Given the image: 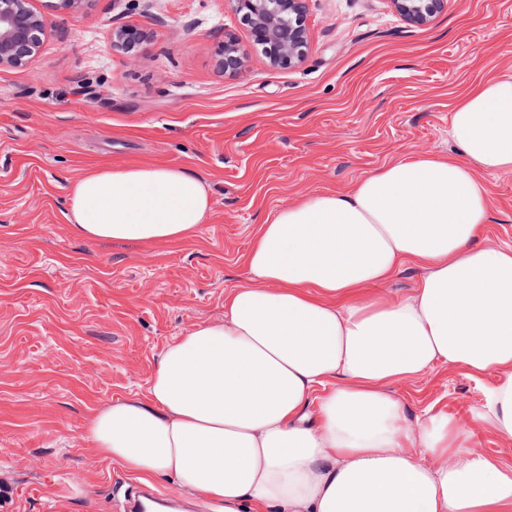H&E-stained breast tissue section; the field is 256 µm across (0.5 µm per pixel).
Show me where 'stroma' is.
<instances>
[{"label": "stroma", "instance_id": "35a3bbf8", "mask_svg": "<svg viewBox=\"0 0 512 512\" xmlns=\"http://www.w3.org/2000/svg\"><path fill=\"white\" fill-rule=\"evenodd\" d=\"M0 69V512H121L130 476L85 439L142 396L172 339L224 318L260 224L409 153H448L454 101L512 74V0H448L422 26L389 0H307L301 62L266 64L232 0H87ZM145 40L113 50V28ZM241 70L216 65L225 35ZM189 170L212 211L190 239L75 235L68 188L97 163ZM484 246H512V173H487ZM410 417L469 419L482 385L440 366L395 383Z\"/></svg>", "mask_w": 512, "mask_h": 512}]
</instances>
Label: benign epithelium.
Listing matches in <instances>:
<instances>
[{
    "label": "benign epithelium",
    "mask_w": 512,
    "mask_h": 512,
    "mask_svg": "<svg viewBox=\"0 0 512 512\" xmlns=\"http://www.w3.org/2000/svg\"><path fill=\"white\" fill-rule=\"evenodd\" d=\"M236 11L250 26L254 39L262 45L266 62L286 67L304 55L307 44L304 15L307 0H232ZM407 21L423 25L441 11L447 0H389ZM45 17L32 6V0H0V68L23 67L34 57ZM143 38L131 26L112 29V47L129 52ZM218 65L225 73H235L242 59L234 39L219 44Z\"/></svg>",
    "instance_id": "7a95c632"
}]
</instances>
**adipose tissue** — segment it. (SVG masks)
Instances as JSON below:
<instances>
[{"instance_id": "obj_1", "label": "adipose tissue", "mask_w": 512, "mask_h": 512, "mask_svg": "<svg viewBox=\"0 0 512 512\" xmlns=\"http://www.w3.org/2000/svg\"><path fill=\"white\" fill-rule=\"evenodd\" d=\"M454 152L411 154L260 225L224 319L167 343L147 395L113 402L86 441L136 479H175L217 512H512V246L481 247L487 173L512 172V74L452 106ZM76 235L173 243L211 212L206 184L163 165L75 180ZM411 293L382 292L406 264ZM492 377L469 422L409 420L390 383L435 366ZM479 452L512 465V441L504 440L489 430L479 432Z\"/></svg>"}]
</instances>
